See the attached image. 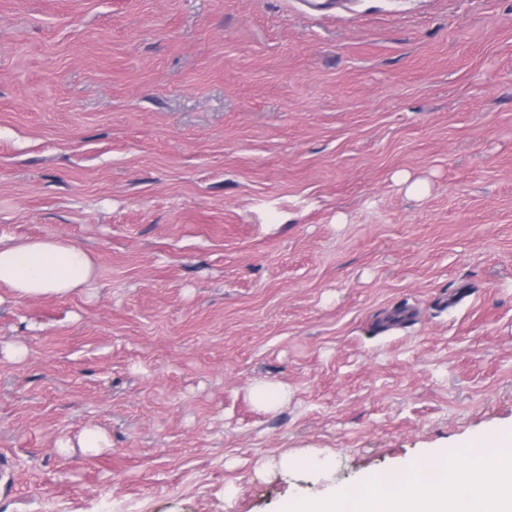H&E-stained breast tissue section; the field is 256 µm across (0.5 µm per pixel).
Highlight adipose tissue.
I'll list each match as a JSON object with an SVG mask.
<instances>
[{"instance_id": "1", "label": "adipose tissue", "mask_w": 512, "mask_h": 512, "mask_svg": "<svg viewBox=\"0 0 512 512\" xmlns=\"http://www.w3.org/2000/svg\"><path fill=\"white\" fill-rule=\"evenodd\" d=\"M95 277L91 254L68 239L0 237V285L16 297H63Z\"/></svg>"}]
</instances>
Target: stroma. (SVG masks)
Wrapping results in <instances>:
<instances>
[{"mask_svg":"<svg viewBox=\"0 0 512 512\" xmlns=\"http://www.w3.org/2000/svg\"><path fill=\"white\" fill-rule=\"evenodd\" d=\"M0 236L97 269L0 288V512H279L512 430V0H0ZM95 277L91 254L68 239L0 237V285L16 297H63ZM252 400L267 409L276 408L286 397V392L273 383H258L250 390ZM298 460H302L309 469L319 474L326 473L334 464V458L331 454L307 453L301 456L285 454L280 460V465L283 468H288Z\"/></svg>","mask_w":512,"mask_h":512,"instance_id":"obj_1","label":"stroma"}]
</instances>
